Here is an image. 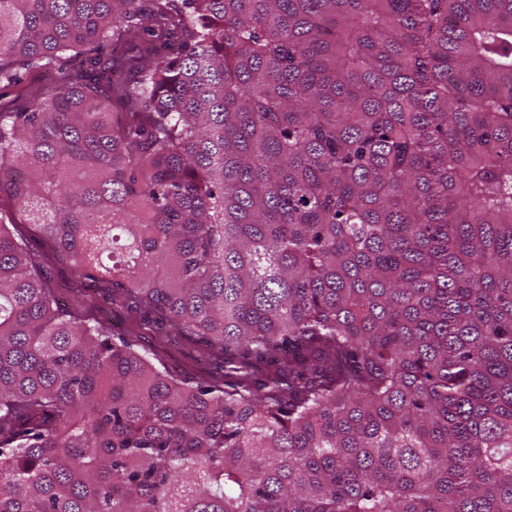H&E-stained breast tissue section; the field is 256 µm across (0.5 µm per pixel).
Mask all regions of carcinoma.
<instances>
[{
    "instance_id": "carcinoma-1",
    "label": "carcinoma",
    "mask_w": 512,
    "mask_h": 512,
    "mask_svg": "<svg viewBox=\"0 0 512 512\" xmlns=\"http://www.w3.org/2000/svg\"><path fill=\"white\" fill-rule=\"evenodd\" d=\"M41 70L0 512H512V0H0V89ZM22 225L223 377L69 313Z\"/></svg>"
}]
</instances>
